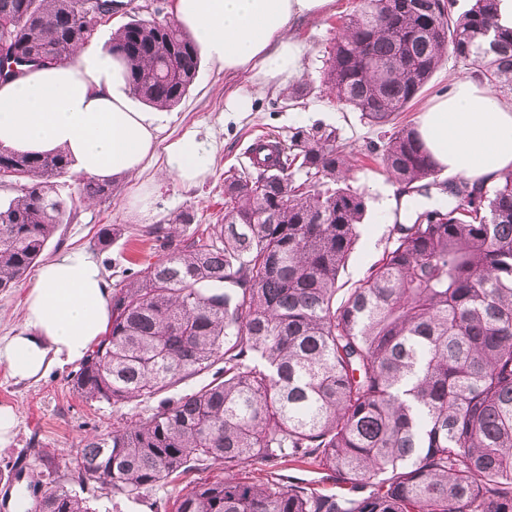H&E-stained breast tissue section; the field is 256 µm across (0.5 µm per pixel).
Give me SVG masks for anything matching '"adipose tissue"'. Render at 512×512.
<instances>
[{
  "instance_id": "1",
  "label": "adipose tissue",
  "mask_w": 512,
  "mask_h": 512,
  "mask_svg": "<svg viewBox=\"0 0 512 512\" xmlns=\"http://www.w3.org/2000/svg\"><path fill=\"white\" fill-rule=\"evenodd\" d=\"M331 0H175V18L198 51L228 72L250 71L256 89L285 85L302 70L298 25ZM126 67L86 46L74 59L0 84V147L63 153L78 170L111 180L138 174L157 150L159 115L129 101ZM444 170L492 182L512 169V102L471 77L424 109L418 127ZM166 169L191 187L208 173L207 150L185 136L166 147ZM110 320V289L100 263L82 251L45 261L29 288L24 328L0 345L13 375L39 380L82 360Z\"/></svg>"
}]
</instances>
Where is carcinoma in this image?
Returning a JSON list of instances; mask_svg holds the SVG:
<instances>
[{"mask_svg":"<svg viewBox=\"0 0 512 512\" xmlns=\"http://www.w3.org/2000/svg\"><path fill=\"white\" fill-rule=\"evenodd\" d=\"M88 0H0L17 73L70 59L92 31ZM500 0H357L323 70L336 103L377 131L357 145L338 128L299 127L288 143L253 144L224 176V216L205 236L185 212L145 230L162 252L123 270L111 320L71 375L86 401L120 407L209 373L149 414L84 438L70 477L49 470L33 512H88L70 488L93 482L138 498L194 469L224 476L178 491L175 512H512V170L491 185L437 182L440 167L399 117L450 56L512 95V27ZM133 96L179 104L199 55L165 20L132 19L112 36ZM374 157L403 193L429 199L396 223L380 258L344 290L366 192L352 160ZM61 153L0 149L19 180L0 205V290L24 279L71 212L54 188ZM78 198L112 194L88 179ZM343 296H338V293ZM289 459L336 475L251 481L240 471Z\"/></svg>","mask_w":512,"mask_h":512,"instance_id":"1","label":"carcinoma"}]
</instances>
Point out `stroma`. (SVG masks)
Listing matches in <instances>:
<instances>
[{
    "instance_id": "stroma-1",
    "label": "stroma",
    "mask_w": 512,
    "mask_h": 512,
    "mask_svg": "<svg viewBox=\"0 0 512 512\" xmlns=\"http://www.w3.org/2000/svg\"><path fill=\"white\" fill-rule=\"evenodd\" d=\"M173 4L174 0H127L126 6L102 20L92 40L108 48L112 45L113 32L131 19H148L158 13L166 20H173ZM353 6V0H334L326 14L297 28L296 35L306 49L299 75L308 87L303 100L285 101V88L270 87L252 93L244 111H225L227 97L249 87L250 77L243 72H224L208 60H201L187 96L169 108L158 141L164 146L189 132L204 141L210 152V171L204 182L184 188L168 174L163 160L151 161L139 175L115 180L110 196L91 204L74 203L69 222L61 225L48 242L43 259L69 250L84 251L102 263L110 287L119 288L122 271L130 262H153L158 258L143 234V225L129 211L131 197L140 184L150 182L156 188L157 223H171L187 211L193 216L192 230L205 233L224 214L225 171L245 163V150L258 136L273 132L285 137L295 128L323 123L338 127L349 140L360 142L373 137L372 128L361 121L359 113L337 108L322 82L323 62L333 46L340 18L350 13ZM463 74V68L454 59L445 60L406 111L407 122L418 123L422 111L447 93L454 80ZM353 177L365 189L368 202L359 226V242L342 275L343 280L351 283L362 278L379 259L394 225L382 203L400 190L373 161L358 163ZM107 224L115 225L118 233L109 247L103 249L97 244V232ZM29 285V280L24 279L14 288L0 290V343L23 329L22 315ZM77 369V364L71 363L54 369L39 381H22L14 378L6 364L0 362V407H12L17 416L11 442L0 446V512H10V497L31 492L34 482L40 480L41 468L35 460L38 449L56 450L67 459L75 457L87 432H109L150 413L158 404L154 398L135 400L117 409L105 402H85L69 383L71 373ZM242 474L260 481L270 477L302 479L322 493L336 489V481L329 472L287 460L272 467L255 465L243 469ZM220 476L217 470H193L180 476L175 486L145 493L136 501L105 495L92 483L87 485L84 495L91 512H172L174 488Z\"/></svg>"
}]
</instances>
